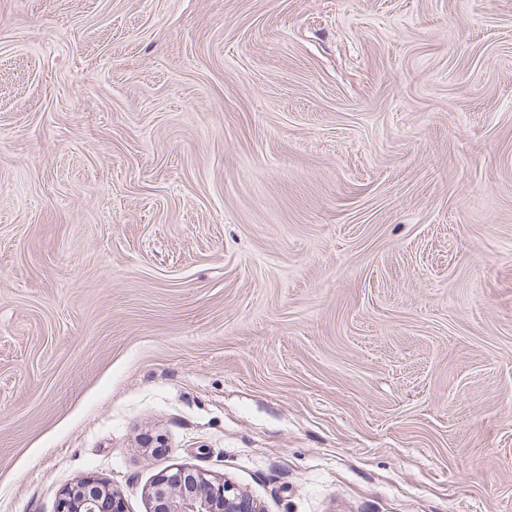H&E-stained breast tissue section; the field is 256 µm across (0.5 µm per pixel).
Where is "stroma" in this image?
<instances>
[{
	"mask_svg": "<svg viewBox=\"0 0 512 512\" xmlns=\"http://www.w3.org/2000/svg\"><path fill=\"white\" fill-rule=\"evenodd\" d=\"M179 468L512 512V0H0V512Z\"/></svg>",
	"mask_w": 512,
	"mask_h": 512,
	"instance_id": "stroma-1",
	"label": "stroma"
}]
</instances>
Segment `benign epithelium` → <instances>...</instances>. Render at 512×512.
<instances>
[{
  "instance_id": "benign-epithelium-1",
  "label": "benign epithelium",
  "mask_w": 512,
  "mask_h": 512,
  "mask_svg": "<svg viewBox=\"0 0 512 512\" xmlns=\"http://www.w3.org/2000/svg\"><path fill=\"white\" fill-rule=\"evenodd\" d=\"M149 497L160 505L157 512H260L254 500L232 484L215 483L188 469L160 476ZM57 512H127V508L118 490L87 478L61 494Z\"/></svg>"
}]
</instances>
